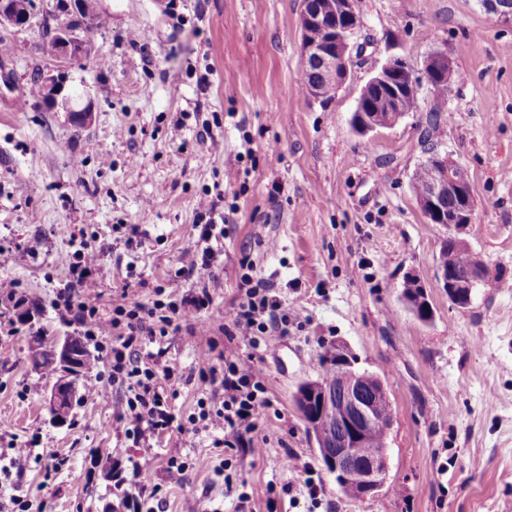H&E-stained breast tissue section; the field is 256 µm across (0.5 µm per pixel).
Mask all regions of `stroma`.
<instances>
[{
	"label": "stroma",
	"mask_w": 512,
	"mask_h": 512,
	"mask_svg": "<svg viewBox=\"0 0 512 512\" xmlns=\"http://www.w3.org/2000/svg\"><path fill=\"white\" fill-rule=\"evenodd\" d=\"M72 2L33 0L32 26L0 28V278L18 281V298L39 309L23 324L0 299V512H105L119 502L103 474L115 448L162 481L155 512H237L218 473L226 460L252 512H512V24L479 0H355L365 57L320 104L301 85L303 0H98L102 22L68 69L93 102L78 124L29 91L33 70L55 65L41 46L73 20ZM141 29L144 45L130 39ZM391 44L417 63L445 49L462 75L432 139L471 176L464 238L487 276L464 307L437 277L448 228L428 223L412 187L435 95L421 87L416 111L373 136L350 124ZM228 170L236 181L225 182ZM203 197L229 217L223 254L211 271L181 276ZM116 224L139 225L141 241L125 246ZM91 236L106 250L104 314L124 291L147 301L158 287L178 299L204 286L211 302L198 320L222 324L243 258L290 307V335L252 352L272 400L255 452L214 447L222 431L192 422L197 399L216 387L192 376L208 346L186 325L166 344L182 375L170 438L126 437L112 412L123 391L99 350L84 378L107 386L108 402L78 401L69 425L51 422V378L31 370L28 338L44 328L79 335L54 299L77 241ZM410 274L427 292L430 322L401 297ZM334 343L381 379L393 407L387 481L365 499L338 488L294 404ZM30 438V465L16 471L9 444ZM172 455L192 467L168 485ZM57 456L68 465L46 478ZM308 478L321 488L315 507Z\"/></svg>",
	"instance_id": "stroma-1"
}]
</instances>
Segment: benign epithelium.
I'll return each mask as SVG.
<instances>
[{
	"label": "benign epithelium",
	"mask_w": 512,
	"mask_h": 512,
	"mask_svg": "<svg viewBox=\"0 0 512 512\" xmlns=\"http://www.w3.org/2000/svg\"><path fill=\"white\" fill-rule=\"evenodd\" d=\"M485 8L496 14L504 23H512V0H482ZM33 13L27 11L16 15L8 0H0V25L25 27L30 25ZM361 21L354 10V0H339L337 11H330L324 0H305L300 17L302 33L301 55L304 69L319 71L326 80L341 88L348 80L355 59L363 53L364 47L356 41ZM319 28L324 40L313 43L307 39L308 30ZM85 51V39L80 30L67 25L56 30L54 59L69 63ZM452 66L444 49L430 51L423 60V79L429 89H434L441 73ZM413 61L400 53L391 52L385 61L362 87L353 112L352 126L361 136L371 135L382 128L396 125L407 116L400 106L403 92L418 93L420 78L416 76ZM67 75L64 70L58 74L42 73L43 91L55 107H62L80 122L91 117V102L67 89ZM390 90L385 111L373 112L367 104L375 89ZM428 162L435 169V179L429 192L417 196L418 206L428 214L430 223L446 224L450 229L448 241L467 245L462 234L472 224L475 202L472 191L457 184L452 176L461 163L439 149L428 154ZM455 200V206L448 208L445 203ZM485 264L477 256L465 273L441 271L439 277L448 297L457 305L465 306L472 298L484 276ZM32 354L31 368L36 370L42 355L50 352L63 367V375L50 389L48 405L53 423L62 427L68 422L69 407L79 387L78 369L82 359L74 341L58 337L51 345L42 343L38 336L29 337ZM336 363L333 376L327 380H311L299 387L295 396L296 409L307 428H312L308 419L316 411L328 413L336 421L335 432L329 436L313 433L319 456L336 484L349 497L361 498L380 491L387 480L388 454L383 447L368 455L363 446L368 435L375 429L391 430L393 410L390 403L375 398L376 391L384 388L383 382L371 386L375 378L354 369L346 348L338 343L324 353V364Z\"/></svg>",
	"instance_id": "obj_1"
}]
</instances>
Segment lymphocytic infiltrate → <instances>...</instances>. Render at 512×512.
<instances>
[{
    "label": "lymphocytic infiltrate",
    "mask_w": 512,
    "mask_h": 512,
    "mask_svg": "<svg viewBox=\"0 0 512 512\" xmlns=\"http://www.w3.org/2000/svg\"><path fill=\"white\" fill-rule=\"evenodd\" d=\"M223 236V229L216 224L201 225V246L184 253L181 273L189 275L210 269L219 256L213 242ZM102 252L96 242H81L76 262L68 266L69 281L57 293L56 305L82 328L87 340H96L103 324H110L111 378L126 389L113 411L122 422L126 436L136 440L148 436L160 438L169 431L174 419L170 395L162 384L163 379L173 377L174 370L159 365L165 353L163 344L182 323L195 319L208 305L210 295L203 288L177 302L123 298L113 302L111 317H104L95 278ZM238 288L239 301L220 328L228 342L238 341L257 348L267 344L271 337L288 336V308L272 285L258 276L253 265H243ZM198 333L205 336L210 349L209 356L197 364L198 377L218 381L223 391L221 399L198 400V417L206 427L223 429L225 447H243L249 443L263 409L269 405L267 387L253 358L232 359L218 353L215 336L207 326H200Z\"/></svg>",
    "instance_id": "obj_1"
}]
</instances>
